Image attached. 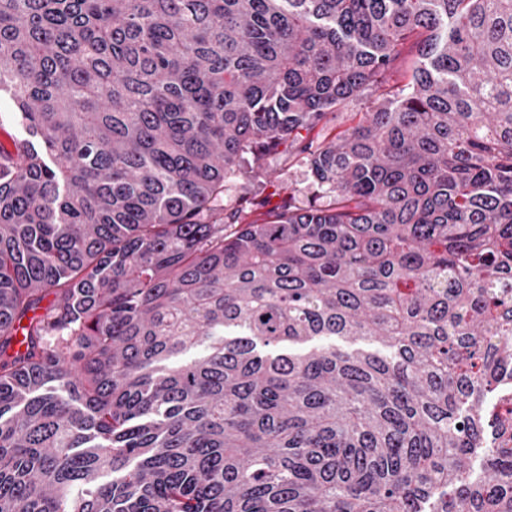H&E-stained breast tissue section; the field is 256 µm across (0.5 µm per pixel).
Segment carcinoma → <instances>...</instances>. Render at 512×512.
<instances>
[{"label": "carcinoma", "mask_w": 512, "mask_h": 512, "mask_svg": "<svg viewBox=\"0 0 512 512\" xmlns=\"http://www.w3.org/2000/svg\"><path fill=\"white\" fill-rule=\"evenodd\" d=\"M2 93L0 512H512V0H0ZM414 60L415 49L412 47V42H410L406 45L400 60L389 77L388 87L402 88L408 83L410 68ZM16 109L12 102L3 95L0 96V141L6 148L12 147L14 142H24L33 140L22 125L16 114ZM374 98L375 96L369 98V101H373ZM370 102H365L363 100L358 103L351 104L344 112H335L334 114H330V122L328 124L329 129L327 131V134L329 135L328 138H332L338 132L354 125L358 121V117H355V114L352 112H365ZM263 167L260 177L251 178L237 174L225 179L224 199L216 207L214 217L224 222L225 208L242 197L255 196L265 184H267L265 194L274 190L273 187H269L271 184L282 186L286 194L294 193L295 203L301 207L313 202L318 205H327L332 200L329 193L321 194V197L316 198L312 196L315 186L312 184L313 179L304 155L297 153L271 155L265 159Z\"/></svg>", "instance_id": "carcinoma-1"}]
</instances>
